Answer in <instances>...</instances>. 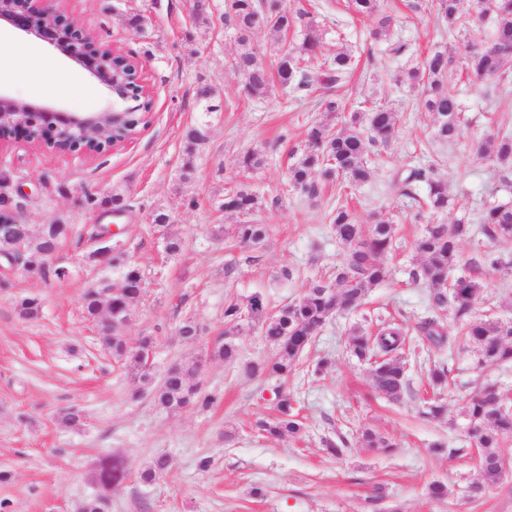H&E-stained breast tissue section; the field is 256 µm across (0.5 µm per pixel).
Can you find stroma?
<instances>
[{
  "mask_svg": "<svg viewBox=\"0 0 512 512\" xmlns=\"http://www.w3.org/2000/svg\"><path fill=\"white\" fill-rule=\"evenodd\" d=\"M429 2L380 0L392 23L389 34L377 39L371 34L375 21L354 16L345 0H287L292 7L315 8L325 54L353 56L355 70L339 91L349 109L385 103L398 110L401 126L387 145L370 148L371 176L352 192L359 223L377 212L395 224L387 257L391 276L368 291L360 308L339 312L319 331L287 383L305 432L298 439L270 440L254 423L274 415L277 383L246 372L248 363L273 352L258 330L240 334L236 362L210 360L203 367L202 389L219 397L212 407L168 412L149 394H138L137 382L103 351L97 328L83 317L84 291L105 277L119 281L89 258L94 244L83 235L101 225L119 229V243L143 270L145 295L130 312L127 334L134 341L156 337L153 373L161 375L175 360L211 347L224 331L229 301L258 292L277 308L302 297L316 280H334L346 250L326 219L335 186L311 199L284 193L283 182L307 127L322 121L337 130L340 117L319 111L312 92L292 95L276 86L260 97L243 94L233 67L238 44L225 18L227 0H62L65 14L138 64L151 107L148 123L130 143L92 158L23 139L0 148V181L7 183L18 219L35 232L46 224L75 229L58 250L70 264L64 280H43L0 256V281L9 283L0 288V470L12 474L0 482V501L8 512H76L98 492L95 461L112 454L129 462L133 473L111 494L107 512H512V473L476 501L470 493L479 477L476 459L430 452L437 442L463 445L465 395L486 380L512 391V363L482 369L473 347L445 350L447 411L427 420L419 414L426 350L414 344L406 352L410 392L391 403L373 389L369 364L345 347L353 329L373 334L393 318L413 327L434 314L425 289L409 277L419 261L415 244L424 224L415 215L425 189L417 187L410 198L400 195L391 186L395 174L436 164L448 181V209L436 216L446 224L462 218L475 225L488 206H512V178L503 179L492 162L471 151L472 142L488 132L512 133V103H500L495 80L449 74L447 87L460 99L465 123L456 142L437 139L432 116L413 106L417 93L406 84L407 71L434 46L453 52L463 42L449 35ZM398 42L408 43L405 54L393 53ZM40 52L80 92L46 96L6 79L0 94L70 113L111 108V94L81 67L49 47ZM203 87L220 106L206 117L198 95ZM203 118L208 138L188 150L185 133ZM247 150L266 158L244 179L262 201L249 220L269 230L259 246L240 242L234 226L241 216L220 207L225 192L243 180L236 159ZM189 158L196 173L184 183L178 174ZM115 194L125 204L118 214L105 203ZM157 210L169 214L172 232L184 239L182 255L164 253L152 226ZM286 267L293 271L288 280L280 276ZM485 280L476 316L512 320V270L487 272ZM29 295L40 297L43 309L39 319L24 321L14 306ZM187 317L200 325L197 341L177 336ZM323 357L328 368L309 377L308 369ZM70 406L83 410L82 424L58 425L57 413ZM367 428L395 439L393 452L360 447L358 435ZM325 436L347 440L342 457L327 455ZM160 455L168 457V471L141 482L139 470ZM204 456L213 463L202 471L197 462ZM435 481L447 485V497L429 496ZM379 487L385 496L376 502Z\"/></svg>",
  "mask_w": 512,
  "mask_h": 512,
  "instance_id": "35a3bbf8",
  "label": "stroma"
}]
</instances>
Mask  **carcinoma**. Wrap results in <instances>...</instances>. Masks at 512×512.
<instances>
[{
    "label": "carcinoma",
    "instance_id": "cac0c4a2",
    "mask_svg": "<svg viewBox=\"0 0 512 512\" xmlns=\"http://www.w3.org/2000/svg\"><path fill=\"white\" fill-rule=\"evenodd\" d=\"M477 16L470 20L462 10V0H430V8L448 22V31L466 32L465 69L469 76L480 80L497 79L509 96L506 75L512 70V0H476ZM348 8L355 13L377 19L373 31L376 38L389 32L390 18L380 13L379 0H348ZM494 22L493 38L483 41L486 17ZM226 19L237 35L239 50L235 69L242 76L244 91L251 96L268 92L272 80H277L285 93L310 92L319 85L325 92L318 100V108L329 113L343 110L339 95L331 93L340 87L351 69L352 57L338 52L318 66L321 38L317 32L315 14L305 7H290L278 2L265 4L261 0H230ZM265 27L272 31L280 46L277 47L276 74H271L252 44L255 31ZM299 39L286 43L289 32ZM455 59L448 47L435 46L422 68L407 74V83L422 86L419 106L435 118V137L452 141L461 134L462 118L458 99L445 87ZM400 116L383 106L366 112H350L342 116V128L334 131L323 122H315L307 129L305 146L299 157L288 166L286 186L310 198L320 194V182H331L339 188L336 206L328 214L332 230L347 251L336 270V281L314 282L298 300L269 309L260 293L243 300L230 301L224 306V334L208 350L206 356L224 362L236 359L237 336L247 328H257L275 346L268 359L248 366L254 376L274 377L288 382L297 362L310 346L317 332L337 313L361 305L368 289L390 277L385 262L393 249L394 224L388 219L376 218L371 224H359L349 209L347 190L365 182L370 175L367 163L368 145L386 144L399 130ZM482 159L489 158L498 165L512 170V136L489 134L474 146ZM242 174H248L263 165L259 153L248 151L237 160ZM422 183L426 196L419 202L416 218H425L448 209V181L438 177L435 167L428 165L410 170L404 178L393 182L403 196H413L411 186ZM259 206L258 195L248 183L241 182L235 190L224 194L220 208L224 212L247 215ZM169 215L157 213L153 227L161 233L167 255L176 257L183 251L180 237L168 231ZM482 232L490 240L512 238V207L492 205L481 217ZM475 226L463 220L453 224L427 222L416 244L422 262L409 272L412 282L426 288L429 305L437 312H451L457 324L455 335L445 325L429 318L416 326L422 346L429 351H442L458 339L471 344L479 358L478 366L486 367L512 362V321L483 320L474 316L477 304L483 299L486 283L481 267L495 271L512 269V258L488 250L482 263L462 262L460 245L475 236ZM72 233L69 224H48L40 234L28 239L25 250L15 255L29 273H37L45 280L59 278L58 273L43 266L42 254ZM236 234L244 244L259 245L267 235L263 224H238ZM109 267L120 273V291H114L103 280L96 288L88 289L82 297L86 318L100 326L101 339L112 357L129 364L134 380H153L147 357L153 353L156 338L140 337L130 345L126 334L130 310L142 299L141 268L134 264L117 243L112 246ZM42 302L36 296L22 298L15 312L22 319L39 317ZM408 330L402 324L389 322L375 336L360 330L347 339L349 352L360 361L373 364L371 382L375 391L389 401H399L406 390L405 357ZM201 360L194 358L171 365L154 386L151 395L161 408L174 412L188 408H207L215 396L201 390L197 376ZM448 368L440 364L426 371V379L433 389H442L447 382ZM278 415L257 422L258 430L272 438L285 434L295 437L303 426L294 408L293 397L284 388L277 390ZM465 426L469 446L476 448L479 481L472 485L473 498H480L485 490L500 483L506 475L503 461L506 444L512 442V410L504 405V395L497 384L486 383L478 387L464 403ZM367 448L390 452L397 443L370 429L361 433ZM124 459L104 457L97 463L96 481L101 494L83 501L77 512H104L107 494L119 487L127 477Z\"/></svg>",
    "mask_w": 512,
    "mask_h": 512
}]
</instances>
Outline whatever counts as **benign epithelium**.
Masks as SVG:
<instances>
[{"instance_id":"obj_1","label":"benign epithelium","mask_w":512,"mask_h":512,"mask_svg":"<svg viewBox=\"0 0 512 512\" xmlns=\"http://www.w3.org/2000/svg\"><path fill=\"white\" fill-rule=\"evenodd\" d=\"M0 20L48 43L54 50L86 69L112 93V109L85 115L57 112L0 95V145L18 135L64 155L91 156L122 144L134 135L131 115L139 106L127 102L147 96L139 68L133 61L99 43L81 24L70 20L58 0H0ZM8 231L22 249L28 225L11 210Z\"/></svg>"}]
</instances>
